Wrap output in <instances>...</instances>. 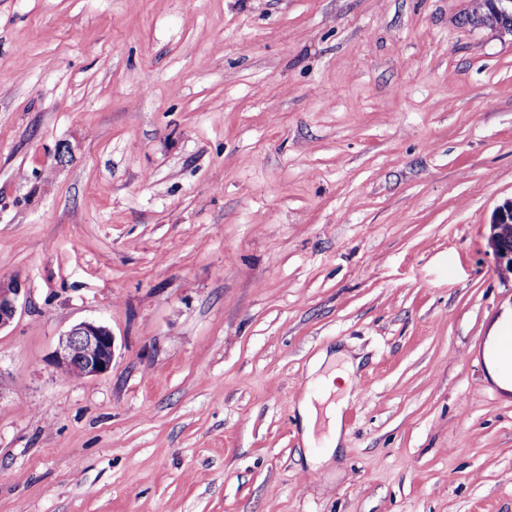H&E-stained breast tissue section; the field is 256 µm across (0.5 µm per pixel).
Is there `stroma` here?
I'll list each match as a JSON object with an SVG mask.
<instances>
[{
	"instance_id": "stroma-1",
	"label": "stroma",
	"mask_w": 512,
	"mask_h": 512,
	"mask_svg": "<svg viewBox=\"0 0 512 512\" xmlns=\"http://www.w3.org/2000/svg\"><path fill=\"white\" fill-rule=\"evenodd\" d=\"M472 9L0 0V512H512V35ZM88 320L112 368L65 376ZM488 245L502 278L509 280L512 274V198L495 209ZM19 295V288H3L0 285V329L7 326L14 318L18 308ZM114 336L104 324L84 321L60 336L54 363L65 374L78 372L80 378L106 374L114 357ZM505 336L501 326L497 334L489 336L486 361L491 377L499 387L506 391H512V357H507L502 349ZM353 373L354 366L351 362L346 363L342 370H330L326 375H321L318 378V381L322 382L323 389L317 394H305L298 402V413L301 418L303 441L306 448H318L316 447L315 432L319 427L325 428L327 431L321 438L320 448H328V456H331L336 448H339L346 398L342 397L335 402L331 397L333 394H348L353 382L351 379Z\"/></svg>"
}]
</instances>
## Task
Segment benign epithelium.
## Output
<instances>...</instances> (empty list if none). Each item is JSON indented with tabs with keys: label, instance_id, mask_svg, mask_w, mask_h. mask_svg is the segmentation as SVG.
<instances>
[{
	"label": "benign epithelium",
	"instance_id": "7a95c632",
	"mask_svg": "<svg viewBox=\"0 0 512 512\" xmlns=\"http://www.w3.org/2000/svg\"><path fill=\"white\" fill-rule=\"evenodd\" d=\"M488 7L500 20L497 28L512 34V0H488ZM488 245L503 279L512 278V198L497 206L490 224ZM20 295L16 287L0 286V329L14 318ZM114 336L104 324L84 321L60 336L54 363L65 374L82 378L106 374L114 357Z\"/></svg>",
	"mask_w": 512,
	"mask_h": 512
}]
</instances>
